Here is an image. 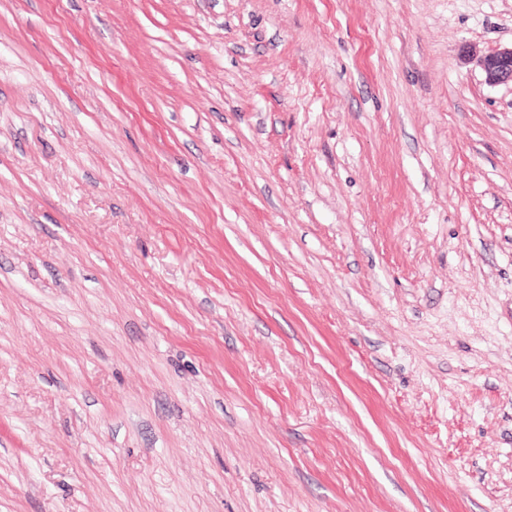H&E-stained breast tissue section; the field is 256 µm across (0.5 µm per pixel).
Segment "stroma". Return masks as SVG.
Wrapping results in <instances>:
<instances>
[{"mask_svg": "<svg viewBox=\"0 0 512 512\" xmlns=\"http://www.w3.org/2000/svg\"><path fill=\"white\" fill-rule=\"evenodd\" d=\"M512 0H0V512H512ZM477 64L489 85L512 84V45L478 57Z\"/></svg>", "mask_w": 512, "mask_h": 512, "instance_id": "obj_1", "label": "stroma"}]
</instances>
